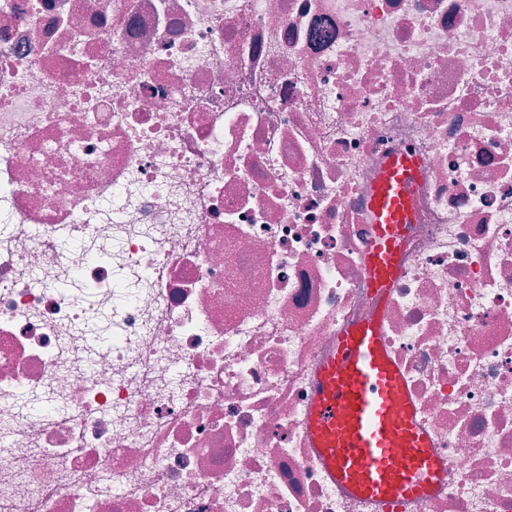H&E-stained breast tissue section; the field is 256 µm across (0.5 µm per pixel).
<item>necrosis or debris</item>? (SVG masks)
I'll return each instance as SVG.
<instances>
[{
    "label": "necrosis or debris",
    "instance_id": "4bbe7bcc",
    "mask_svg": "<svg viewBox=\"0 0 512 512\" xmlns=\"http://www.w3.org/2000/svg\"><path fill=\"white\" fill-rule=\"evenodd\" d=\"M372 320L399 512H512V0H0V512H384L310 433ZM418 167L414 158L393 156L382 169L370 200L375 236L365 266L372 285L383 294L398 267L404 224L410 220V187Z\"/></svg>",
    "mask_w": 512,
    "mask_h": 512
}]
</instances>
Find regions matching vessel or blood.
I'll use <instances>...</instances> for the list:
<instances>
[{
    "label": "vessel or blood",
    "instance_id": "vessel-or-blood-1",
    "mask_svg": "<svg viewBox=\"0 0 512 512\" xmlns=\"http://www.w3.org/2000/svg\"><path fill=\"white\" fill-rule=\"evenodd\" d=\"M418 167L414 158L393 156L370 200L375 235L365 266L382 293L398 267ZM311 430L332 479L354 498L390 504L416 500L439 479V464L414 419L401 373L383 347L379 323L359 325L340 337L317 377Z\"/></svg>",
    "mask_w": 512,
    "mask_h": 512
}]
</instances>
